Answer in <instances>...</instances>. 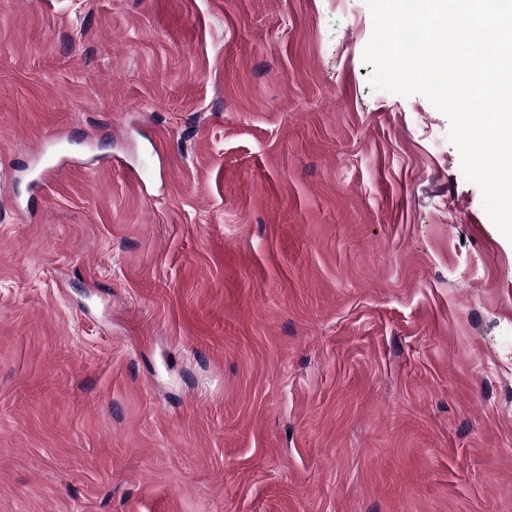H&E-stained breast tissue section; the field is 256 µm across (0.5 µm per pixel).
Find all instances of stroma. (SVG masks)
<instances>
[{"label": "stroma", "instance_id": "35a3bbf8", "mask_svg": "<svg viewBox=\"0 0 512 512\" xmlns=\"http://www.w3.org/2000/svg\"><path fill=\"white\" fill-rule=\"evenodd\" d=\"M372 30L0 0V512H512V241Z\"/></svg>", "mask_w": 512, "mask_h": 512}]
</instances>
